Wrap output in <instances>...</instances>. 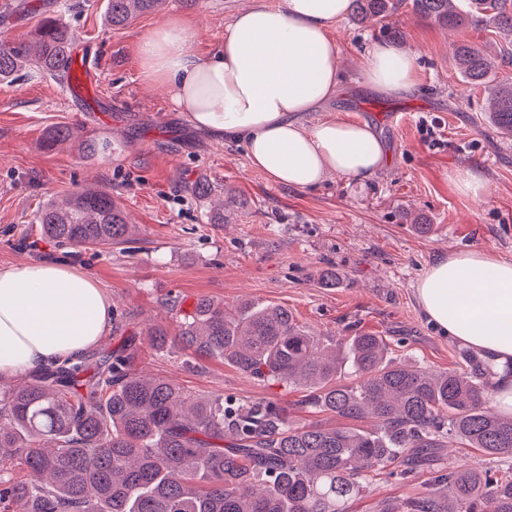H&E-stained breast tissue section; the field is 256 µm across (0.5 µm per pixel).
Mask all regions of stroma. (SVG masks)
<instances>
[{"label": "stroma", "mask_w": 512, "mask_h": 512, "mask_svg": "<svg viewBox=\"0 0 512 512\" xmlns=\"http://www.w3.org/2000/svg\"><path fill=\"white\" fill-rule=\"evenodd\" d=\"M57 2V17L97 46L98 92L111 110L75 111L64 84L47 75L0 84V266L41 259L76 266L106 288L121 315L102 348L134 338L139 371L191 395L273 402L296 426L335 418L308 404L305 387L258 381L179 350L157 352L148 330L173 335L180 320L167 298L178 297L187 311L200 297L228 308L282 306L340 352L350 337L369 332L382 337L388 360L437 371L463 366L468 346L428 321L415 288L440 254L479 249L512 261V137L486 121L487 94L462 82L453 55L462 43L499 47L498 35L471 24L446 28L407 8L368 26L349 15L338 21L342 92L322 113L370 124L391 161L362 184L333 174L298 189L251 167L241 144L190 124L138 68L141 38L165 18L186 20L192 52L205 57L223 46L233 16L254 0H167L162 11L124 28L105 24L106 0ZM390 38L418 56V85L403 98L371 92L361 76L366 47ZM396 112L408 113V121L393 120ZM63 125L110 147L92 157L71 143L46 150L45 131ZM468 169L487 184V197L459 192L453 175ZM199 180L213 188L208 200L190 190ZM93 184L111 190L137 225L129 242L79 252L41 236L33 222L38 208ZM219 203L224 221L214 224L210 211ZM422 223L428 232L419 231ZM327 268L336 271L335 287L320 284ZM431 478H369L351 512L421 493Z\"/></svg>", "instance_id": "1"}]
</instances>
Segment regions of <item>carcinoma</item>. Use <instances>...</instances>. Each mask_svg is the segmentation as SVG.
<instances>
[{
	"instance_id": "1",
	"label": "carcinoma",
	"mask_w": 512,
	"mask_h": 512,
	"mask_svg": "<svg viewBox=\"0 0 512 512\" xmlns=\"http://www.w3.org/2000/svg\"><path fill=\"white\" fill-rule=\"evenodd\" d=\"M166 0H107L106 21L125 27ZM410 4L442 26L465 19L454 0H351L361 23ZM470 20L512 38L508 0H476ZM68 24L46 15L30 34L0 42V84L35 68L62 82L70 68ZM465 83L482 87L489 119L512 136V83L497 80L487 52L455 49ZM98 145L57 126L44 148ZM41 234L94 249L129 241L134 226L112 192L81 187L49 200L35 215ZM177 345L219 358L263 381L313 388L308 404L341 425L294 426L271 402L191 396L161 376L133 369L138 348L125 343L75 363L0 386V512H350L369 478L387 470L408 479L429 469V491L377 512H512V475L456 466L447 440L485 456L512 459V417L488 407L495 373L472 358L438 374L384 359L379 336L350 339L348 362L358 378L336 383V354L286 308L247 303L234 311L200 297L182 313ZM17 468L30 479L18 480Z\"/></svg>"
}]
</instances>
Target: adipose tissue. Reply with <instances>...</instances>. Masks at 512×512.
I'll return each mask as SVG.
<instances>
[{
  "label": "adipose tissue",
  "instance_id": "adipose-tissue-1",
  "mask_svg": "<svg viewBox=\"0 0 512 512\" xmlns=\"http://www.w3.org/2000/svg\"><path fill=\"white\" fill-rule=\"evenodd\" d=\"M351 0H255L234 15L224 44L199 57L188 48L182 17L161 21L139 44L140 73L167 92L195 126L243 142L251 167L273 182L312 188L329 174L370 179L389 160L365 123L309 113L340 87L331 30ZM362 74L376 91L411 94L414 54L375 43ZM417 303L441 332L471 348L512 359V262L472 250L438 257L418 281ZM112 299L100 284L51 260L0 267V376L74 363L105 335Z\"/></svg>",
  "mask_w": 512,
  "mask_h": 512
}]
</instances>
